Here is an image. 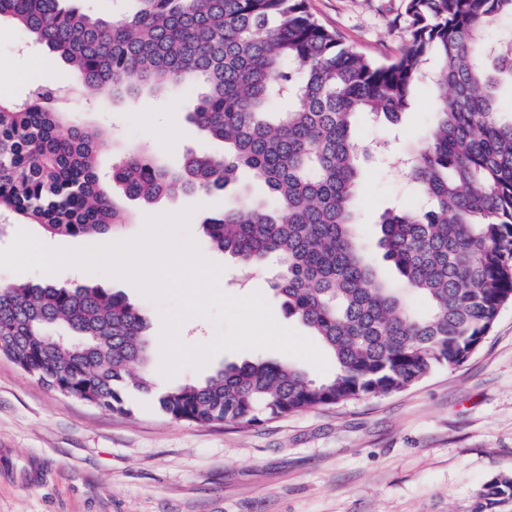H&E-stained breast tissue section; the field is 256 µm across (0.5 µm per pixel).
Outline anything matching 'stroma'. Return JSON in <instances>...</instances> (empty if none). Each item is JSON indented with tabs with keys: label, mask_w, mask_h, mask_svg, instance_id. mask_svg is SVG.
Returning <instances> with one entry per match:
<instances>
[{
	"label": "stroma",
	"mask_w": 512,
	"mask_h": 512,
	"mask_svg": "<svg viewBox=\"0 0 512 512\" xmlns=\"http://www.w3.org/2000/svg\"><path fill=\"white\" fill-rule=\"evenodd\" d=\"M327 27L384 62L408 41L403 0H310ZM43 53L9 21L0 22V98L25 101ZM194 91L176 88L147 101H113L68 90L67 112L81 124L108 129L111 146L100 152L101 178L119 155L137 148L179 169L194 154H220L187 119ZM435 100L419 87L398 127L364 114L360 139L403 151L420 143ZM357 220L363 243L378 253L377 220L393 205L411 209L418 197L387 172L377 155L361 160ZM263 195L243 173L224 195L163 197L127 202L129 223L96 238L28 230L52 248H85L139 235L147 217L191 209L188 233L207 260L223 268L219 284L233 296L260 292L276 320L288 318L271 289L278 264L269 259L243 278L234 257L203 246L201 225L240 192ZM0 282L94 283L124 295L149 322L159 343L158 304L132 283L99 272L15 273ZM131 415L62 396L0 357V512H512V495L486 500L485 485L512 477V301L505 304L479 348L461 365L435 370L419 384L381 398L317 408L243 430L232 424L197 425L161 414L145 394L128 392Z\"/></svg>",
	"instance_id": "stroma-1"
}]
</instances>
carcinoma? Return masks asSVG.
Segmentation results:
<instances>
[{
	"label": "carcinoma",
	"mask_w": 512,
	"mask_h": 512,
	"mask_svg": "<svg viewBox=\"0 0 512 512\" xmlns=\"http://www.w3.org/2000/svg\"><path fill=\"white\" fill-rule=\"evenodd\" d=\"M106 20L85 0H0V18L62 58L86 92L154 95L205 91L189 121L224 143L173 171L131 151L101 179L109 141L62 115L58 86L0 103V216L54 235L106 234L124 223L116 197L151 204L175 194H217L242 170L272 204L244 195L209 217V247L251 268L279 264L272 290L283 309L332 355L316 380L287 361L230 364L169 388L174 420L249 428L312 408L403 391L466 361L512 300V121L500 118V82H512V37L483 30L512 17V0H405L406 49L375 61L345 44L308 0H131ZM436 97L425 140L388 167L426 199L378 218L383 279L355 219L360 156L355 122L396 124L415 90ZM426 303L423 311L412 298ZM0 356L58 393L128 415L121 389L154 391L148 324L122 295L91 285L0 284ZM512 493V479L484 496Z\"/></svg>",
	"instance_id": "obj_1"
}]
</instances>
